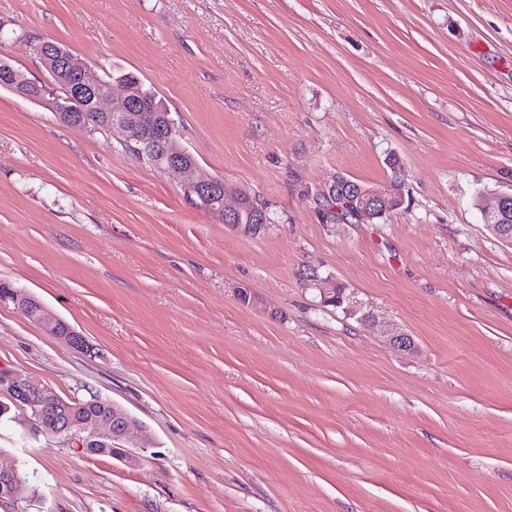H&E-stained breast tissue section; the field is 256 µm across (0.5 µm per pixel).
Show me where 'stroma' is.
Returning <instances> with one entry per match:
<instances>
[{
  "label": "stroma",
  "instance_id": "35a3bbf8",
  "mask_svg": "<svg viewBox=\"0 0 512 512\" xmlns=\"http://www.w3.org/2000/svg\"><path fill=\"white\" fill-rule=\"evenodd\" d=\"M46 37L137 74L275 222L0 88V283L86 341L0 302V370L121 406L137 456L45 440L0 390L28 512H512V243L480 213L512 191V0H0V58L45 83ZM394 174L400 209L323 219L335 177Z\"/></svg>",
  "mask_w": 512,
  "mask_h": 512
}]
</instances>
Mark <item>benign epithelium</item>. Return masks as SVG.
Here are the masks:
<instances>
[{
	"label": "benign epithelium",
	"mask_w": 512,
	"mask_h": 512,
	"mask_svg": "<svg viewBox=\"0 0 512 512\" xmlns=\"http://www.w3.org/2000/svg\"><path fill=\"white\" fill-rule=\"evenodd\" d=\"M41 60L46 70L61 85L64 96L48 103L54 112H93L105 113L109 127L120 128L125 134L123 143L129 144L135 140L136 113L145 111L143 100L136 96L133 87L125 82L103 83L98 74L72 52L60 45L53 44L40 51ZM0 81L18 97L36 102L39 97L29 91L34 81L23 77L6 59H0ZM163 150L171 166L174 179L188 194L191 200L197 197H215L219 202L210 207V211L221 216L222 221L244 233H258L265 228L264 213H257L255 224H234L235 218L253 207L249 193L237 191L234 201L227 204L229 189L224 181L216 178L202 179L197 175V162L191 154L179 148L176 137L169 135L163 145ZM403 203L402 186L392 187L386 183L378 187L360 188L358 196L353 200L356 205L354 216L362 222L377 218L378 211H393ZM512 214V192H501L494 196V204L485 209L484 217L489 221L502 220L491 228L501 233L505 239L512 240V226L505 223ZM0 387L5 388L14 402L30 403L32 394L42 392L51 398L58 395L46 386L29 379L0 371ZM121 421L112 426H106L99 420H88L81 423L67 422L61 429L62 438L76 445L82 453H89L96 448H105L110 444H118L123 448L121 459L132 462L136 455L125 447L130 442L128 415L123 410H117ZM0 508L5 512H26L20 491L14 479V469L0 468Z\"/></svg>",
	"instance_id": "obj_1"
}]
</instances>
